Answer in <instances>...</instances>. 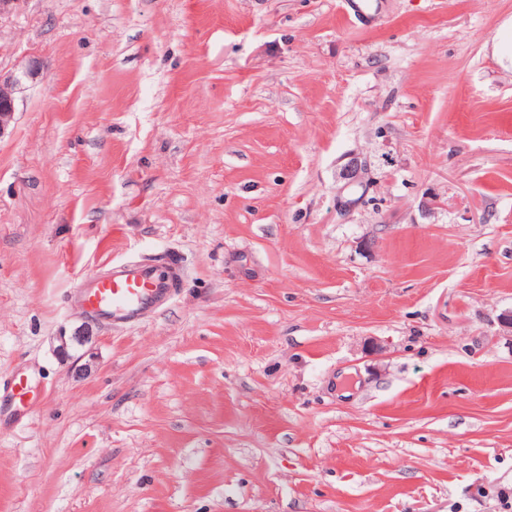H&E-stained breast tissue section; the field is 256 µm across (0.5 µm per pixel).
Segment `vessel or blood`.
<instances>
[{
  "mask_svg": "<svg viewBox=\"0 0 512 512\" xmlns=\"http://www.w3.org/2000/svg\"><path fill=\"white\" fill-rule=\"evenodd\" d=\"M183 264L174 254L150 262L109 264L88 276L71 298L92 318L107 324H134L154 314L182 285ZM30 379L22 373L0 377V408L23 416L31 405Z\"/></svg>",
  "mask_w": 512,
  "mask_h": 512,
  "instance_id": "1",
  "label": "vessel or blood"
}]
</instances>
